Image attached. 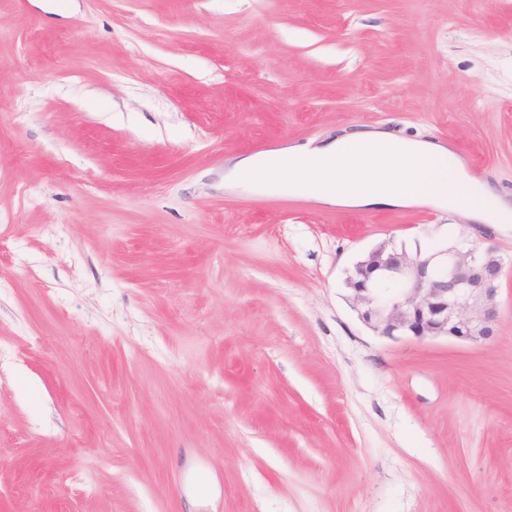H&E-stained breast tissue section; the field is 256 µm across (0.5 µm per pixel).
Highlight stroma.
Returning a JSON list of instances; mask_svg holds the SVG:
<instances>
[{
	"instance_id": "1",
	"label": "stroma",
	"mask_w": 512,
	"mask_h": 512,
	"mask_svg": "<svg viewBox=\"0 0 512 512\" xmlns=\"http://www.w3.org/2000/svg\"><path fill=\"white\" fill-rule=\"evenodd\" d=\"M512 195V0H0V504L512 512V224L491 338L395 339L345 280L456 214L224 188L353 127Z\"/></svg>"
}]
</instances>
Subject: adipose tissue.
<instances>
[{"label": "adipose tissue", "instance_id": "1", "mask_svg": "<svg viewBox=\"0 0 512 512\" xmlns=\"http://www.w3.org/2000/svg\"><path fill=\"white\" fill-rule=\"evenodd\" d=\"M224 185L239 192L290 193L341 206L432 205L485 224H512V200L465 180L460 160L429 140L355 129L315 147L236 160Z\"/></svg>", "mask_w": 512, "mask_h": 512}]
</instances>
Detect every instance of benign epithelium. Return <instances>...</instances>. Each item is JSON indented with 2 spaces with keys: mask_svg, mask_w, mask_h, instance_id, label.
I'll list each match as a JSON object with an SVG mask.
<instances>
[{
  "mask_svg": "<svg viewBox=\"0 0 512 512\" xmlns=\"http://www.w3.org/2000/svg\"><path fill=\"white\" fill-rule=\"evenodd\" d=\"M502 259L465 236L426 254L383 244L356 263L346 283L358 317L381 336H440L478 342L493 335Z\"/></svg>",
  "mask_w": 512,
  "mask_h": 512,
  "instance_id": "benign-epithelium-1",
  "label": "benign epithelium"
}]
</instances>
